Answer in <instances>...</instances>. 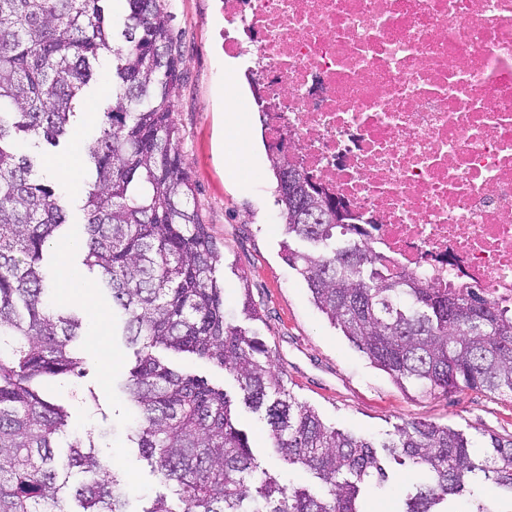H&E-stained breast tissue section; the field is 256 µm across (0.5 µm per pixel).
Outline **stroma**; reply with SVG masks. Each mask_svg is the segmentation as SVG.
Wrapping results in <instances>:
<instances>
[{
	"mask_svg": "<svg viewBox=\"0 0 512 512\" xmlns=\"http://www.w3.org/2000/svg\"><path fill=\"white\" fill-rule=\"evenodd\" d=\"M170 9L183 58L184 88L174 103L182 133L179 149L194 186L191 203L222 254L217 275L224 282L225 311L266 343L275 370L295 398L314 408L327 426L378 445L397 426L414 421L451 427L478 446L492 434L511 437L512 396L465 388L432 393L400 388L314 306L304 280L284 258L283 243L300 250L310 244L287 238L274 203V175L259 112L249 113L247 127L233 142L222 141L225 112L238 110L253 96L249 71L254 59L225 53L224 39L234 29L224 15V0H171ZM111 70V57L101 58L99 78L91 83L71 129L73 143L39 157V173L52 163L71 169L66 192L76 207L82 204L86 165L73 144L94 135L91 116L111 93L106 80ZM89 303L105 324L103 333L84 338L81 374L56 383L51 395L66 402L72 434L93 442L99 455L122 471L136 493L131 506L140 512L143 503L166 488L122 431L130 411L117 384L135 362L134 348L120 331L111 330L112 310L100 292H93ZM168 360L224 388L234 402L237 425L249 438L258 472L300 487L313 485L309 472L287 467L271 448L265 420L244 405L233 375L197 359L172 354ZM385 467L390 479L366 498L365 512H402L407 494L415 490L417 479L407 468L390 460Z\"/></svg>",
	"mask_w": 512,
	"mask_h": 512,
	"instance_id": "obj_1",
	"label": "stroma"
}]
</instances>
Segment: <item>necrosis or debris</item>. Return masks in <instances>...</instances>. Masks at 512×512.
Returning a JSON list of instances; mask_svg holds the SVG:
<instances>
[{
	"mask_svg": "<svg viewBox=\"0 0 512 512\" xmlns=\"http://www.w3.org/2000/svg\"><path fill=\"white\" fill-rule=\"evenodd\" d=\"M262 61L274 161L363 218L357 244L512 303V0H224Z\"/></svg>",
	"mask_w": 512,
	"mask_h": 512,
	"instance_id": "1",
	"label": "necrosis or debris"
}]
</instances>
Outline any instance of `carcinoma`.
Listing matches in <instances>:
<instances>
[{
  "label": "carcinoma",
  "mask_w": 512,
  "mask_h": 512,
  "mask_svg": "<svg viewBox=\"0 0 512 512\" xmlns=\"http://www.w3.org/2000/svg\"><path fill=\"white\" fill-rule=\"evenodd\" d=\"M0 0V512H131L132 493L95 445L69 440L68 411L45 387L79 371L77 339L93 314L50 300L46 257L81 238L79 278L96 274L136 363L123 391L126 426L171 489L140 512H364L366 478L387 480L369 439L326 426L292 397L266 344L224 311L220 254L198 211L179 151L174 103L182 57L169 0ZM112 55V96L97 134L83 143L82 229L59 182L37 173L16 138L56 148L67 139L94 64ZM288 235L313 244L288 251L315 306L367 358L404 387L512 395V308L435 288L350 242L361 223L336 218L345 203L300 170L271 164ZM213 364L263 413L271 445L319 489L265 476L237 428L224 389L177 369L159 352ZM382 448L423 483L405 512H448L476 472L512 494V438H490L486 461L454 430L431 422L396 429ZM81 475L65 493L69 474Z\"/></svg>",
  "instance_id": "carcinoma-1"
}]
</instances>
